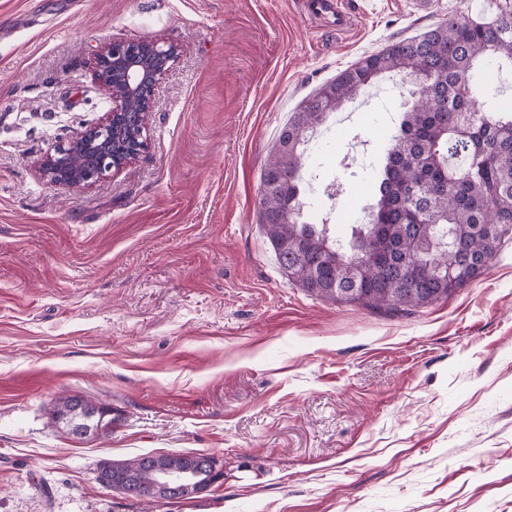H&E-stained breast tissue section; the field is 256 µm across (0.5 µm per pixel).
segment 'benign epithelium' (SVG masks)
I'll return each mask as SVG.
<instances>
[{"label": "benign epithelium", "instance_id": "1", "mask_svg": "<svg viewBox=\"0 0 512 512\" xmlns=\"http://www.w3.org/2000/svg\"><path fill=\"white\" fill-rule=\"evenodd\" d=\"M178 56L174 43L152 40L113 41L101 46L91 60V77L110 102L98 120L84 126L68 141L55 146L44 155L37 166L39 179L50 186L78 188L105 179L112 171L139 158L148 150L147 118L155 101V90ZM121 75V88H115L113 72ZM139 100L142 130L126 149L116 153L113 142L117 131L128 125L131 113L125 111L128 100ZM78 148L89 155L85 169L71 171L66 167V150ZM125 495L137 498L181 496L182 488L175 482L142 485L124 480L110 486Z\"/></svg>", "mask_w": 512, "mask_h": 512}]
</instances>
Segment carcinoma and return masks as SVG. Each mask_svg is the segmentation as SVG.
<instances>
[{"instance_id":"carcinoma-1","label":"carcinoma","mask_w":512,"mask_h":512,"mask_svg":"<svg viewBox=\"0 0 512 512\" xmlns=\"http://www.w3.org/2000/svg\"><path fill=\"white\" fill-rule=\"evenodd\" d=\"M491 14L451 19L362 57L320 86L292 113L271 149L261 178L260 225L288 280L333 303L408 312L464 287L469 270L451 278L468 256L491 260L512 237V106L475 108L487 75L512 66V0H493ZM413 86L403 119L390 132L385 163L372 177L374 202L361 207L350 237H331L327 224L302 220L304 148L328 116L382 78ZM306 251L305 282L288 273L284 243ZM371 265L365 279L360 266ZM54 426L80 437L108 430L89 402L61 396ZM201 453L144 454L116 462L143 483L178 477L197 488L207 476Z\"/></svg>"}]
</instances>
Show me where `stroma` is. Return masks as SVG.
Segmentation results:
<instances>
[{"label": "stroma", "instance_id": "stroma-1", "mask_svg": "<svg viewBox=\"0 0 512 512\" xmlns=\"http://www.w3.org/2000/svg\"><path fill=\"white\" fill-rule=\"evenodd\" d=\"M487 0H0V512H512V240L448 298L388 314L311 296L259 224L289 115L360 58ZM172 42L146 153L81 188L35 167L108 100L107 41ZM383 80L310 142L307 218L348 236L397 119ZM117 409L57 430L61 394ZM202 452L224 478L153 505L104 460ZM306 5L311 13L327 11L334 17L333 26L336 31L347 30L353 21V15L344 7L341 0H307Z\"/></svg>", "mask_w": 512, "mask_h": 512}]
</instances>
